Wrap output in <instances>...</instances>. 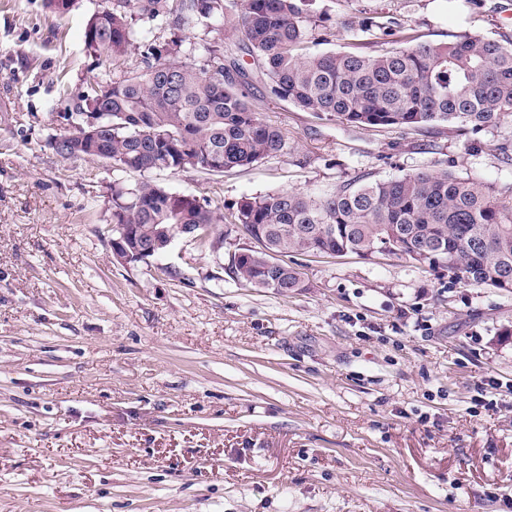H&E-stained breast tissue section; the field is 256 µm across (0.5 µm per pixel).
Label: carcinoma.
Instances as JSON below:
<instances>
[{
  "label": "carcinoma",
  "mask_w": 512,
  "mask_h": 512,
  "mask_svg": "<svg viewBox=\"0 0 512 512\" xmlns=\"http://www.w3.org/2000/svg\"><path fill=\"white\" fill-rule=\"evenodd\" d=\"M313 0H112L88 20V52L119 61L134 52L144 67L107 77L76 107L99 112L121 173L193 170L220 175L248 169L287 150L281 127L250 103L256 83L302 112L354 127L410 128L446 124L458 132L493 129L512 119V42L465 33L431 43L370 18L360 31L392 43L368 52L305 53L310 40L329 41L330 26L312 23ZM176 28L203 24L236 39L253 59L247 70L225 64L221 38L204 40L202 60L184 61L182 41L163 45L137 34V20ZM215 72H210L211 68ZM174 191L152 180L112 181V223L147 237L155 224L224 223L219 206L173 202ZM231 223L264 240L265 250L232 257L230 270L250 288L288 295L305 288L284 260L266 251L368 256L388 245L410 263L448 270V279L480 288L512 286V197L452 172L421 169L402 177L353 178L331 192L281 191L245 196Z\"/></svg>",
  "instance_id": "obj_1"
}]
</instances>
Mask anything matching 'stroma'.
<instances>
[{"label":"stroma","instance_id":"35a3bbf8","mask_svg":"<svg viewBox=\"0 0 512 512\" xmlns=\"http://www.w3.org/2000/svg\"><path fill=\"white\" fill-rule=\"evenodd\" d=\"M506 0H316L442 43L512 41ZM0 0V512H512V291L394 256H289L276 295L229 271L239 236L112 255V169L48 143L106 75L88 18ZM251 102L288 153L160 175L214 206L361 175L450 171L512 193V121L459 134L357 128ZM495 385L489 405L482 389Z\"/></svg>","mask_w":512,"mask_h":512}]
</instances>
